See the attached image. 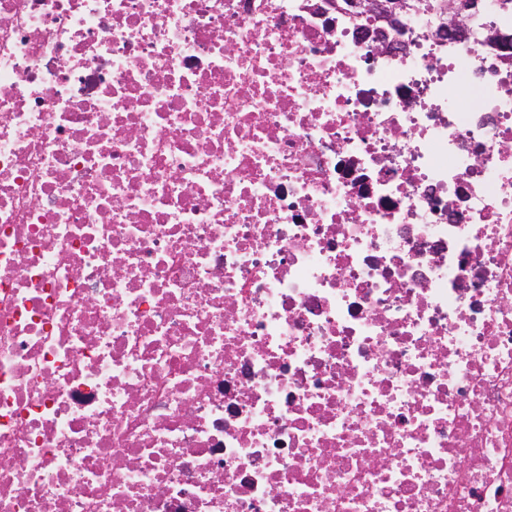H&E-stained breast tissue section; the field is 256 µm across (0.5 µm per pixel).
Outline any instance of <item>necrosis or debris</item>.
I'll list each match as a JSON object with an SVG mask.
<instances>
[{"mask_svg": "<svg viewBox=\"0 0 512 512\" xmlns=\"http://www.w3.org/2000/svg\"><path fill=\"white\" fill-rule=\"evenodd\" d=\"M0 0V512H512V8ZM344 4L348 9L368 11L377 17L381 25L375 28L373 45L378 49L391 47L387 40L388 31L396 28L400 16L413 8L407 0H351Z\"/></svg>", "mask_w": 512, "mask_h": 512, "instance_id": "1", "label": "necrosis or debris"}]
</instances>
